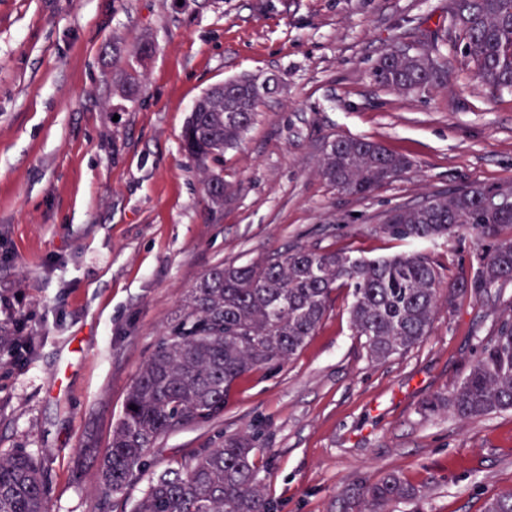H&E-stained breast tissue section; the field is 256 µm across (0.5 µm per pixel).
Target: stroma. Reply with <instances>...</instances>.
<instances>
[{
	"label": "stroma",
	"mask_w": 512,
	"mask_h": 512,
	"mask_svg": "<svg viewBox=\"0 0 512 512\" xmlns=\"http://www.w3.org/2000/svg\"><path fill=\"white\" fill-rule=\"evenodd\" d=\"M450 0H0V309L32 349L0 350V452L43 458L49 512H111L99 456L130 385L187 291L210 268L296 247L377 258L407 250L379 232L386 211L457 188L512 186V93L462 56L429 90L401 94L371 72L394 48H430ZM145 39L155 53L135 51ZM142 83L133 101L117 90ZM278 76L206 202L181 148L209 88ZM363 138L411 169L366 195L320 175L326 142ZM444 279L469 271L471 238L416 246ZM338 290L283 366L241 378L219 419L159 441L128 489L225 435H260L259 477L276 512H331L357 481L399 471L423 512H484L512 489V412L459 424L423 401L461 380L493 317L459 296L408 353L369 361Z\"/></svg>",
	"instance_id": "1"
}]
</instances>
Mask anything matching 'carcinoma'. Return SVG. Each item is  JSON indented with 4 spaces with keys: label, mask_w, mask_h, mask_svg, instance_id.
<instances>
[{
    "label": "carcinoma",
    "mask_w": 512,
    "mask_h": 512,
    "mask_svg": "<svg viewBox=\"0 0 512 512\" xmlns=\"http://www.w3.org/2000/svg\"><path fill=\"white\" fill-rule=\"evenodd\" d=\"M446 37L487 86L512 90V0H452ZM442 72V55L434 46L390 50L372 76L408 94L429 89ZM254 87L255 78L238 79L224 90V111L206 112L218 92L211 88L186 122L183 146L199 164L213 205L224 201L228 188L210 163L235 148L253 124L260 104ZM410 167L408 158L379 143L338 137L326 145L320 173L341 192L366 194ZM379 231L407 243L467 234L476 246L475 263L446 287L438 266L413 250L369 259L298 248L211 268L190 289L128 389L99 463L102 493L122 498L167 434L219 418L236 380L291 360L332 310L339 288L349 290L350 324L372 361L401 356L421 343L442 304L451 308L468 292L486 298L495 331L478 340L477 354L453 391L425 400L422 410L444 411L461 422L512 411V302H501L503 288L512 283V189L470 186L432 195L389 211ZM1 347L20 352L31 343L18 325L3 320ZM258 441L257 433L243 432L224 437L216 448L187 454L151 479L131 512H273L258 477ZM47 493L37 458L21 449L0 454V512H46ZM421 498V490L400 473L386 471L374 482L346 487L336 512H393L394 506ZM485 512H512V490L489 499Z\"/></svg>",
    "instance_id": "obj_1"
}]
</instances>
